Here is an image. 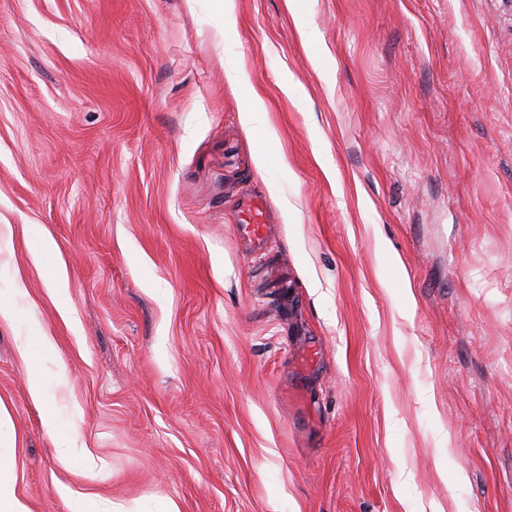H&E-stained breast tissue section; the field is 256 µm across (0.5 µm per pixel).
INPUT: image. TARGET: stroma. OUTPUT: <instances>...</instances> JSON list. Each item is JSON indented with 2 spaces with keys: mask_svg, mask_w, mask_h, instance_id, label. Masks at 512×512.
Listing matches in <instances>:
<instances>
[{
  "mask_svg": "<svg viewBox=\"0 0 512 512\" xmlns=\"http://www.w3.org/2000/svg\"><path fill=\"white\" fill-rule=\"evenodd\" d=\"M235 14L228 34L219 0H0L17 496L512 512V0ZM253 91L277 141L241 118ZM247 196L272 220L259 252ZM33 323L69 375L48 401L80 425L74 465L27 389ZM54 246L51 243L44 244L42 253L45 259L46 282L61 298L64 297L65 282L64 277L59 268H57L49 256L53 253Z\"/></svg>",
  "mask_w": 512,
  "mask_h": 512,
  "instance_id": "35a3bbf8",
  "label": "stroma"
}]
</instances>
